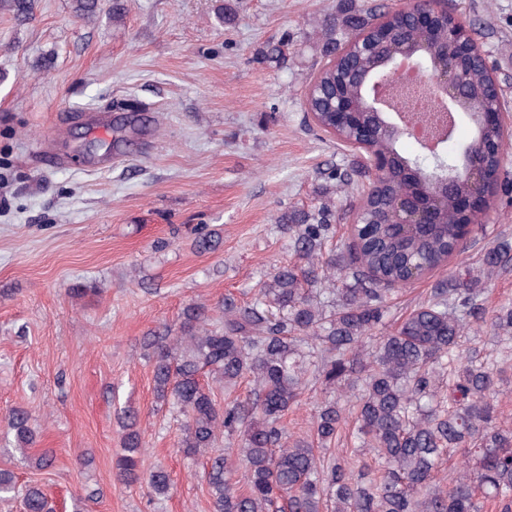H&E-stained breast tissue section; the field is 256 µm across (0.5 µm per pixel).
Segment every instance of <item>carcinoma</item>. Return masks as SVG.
<instances>
[{
    "instance_id": "carcinoma-1",
    "label": "carcinoma",
    "mask_w": 512,
    "mask_h": 512,
    "mask_svg": "<svg viewBox=\"0 0 512 512\" xmlns=\"http://www.w3.org/2000/svg\"><path fill=\"white\" fill-rule=\"evenodd\" d=\"M380 16L368 7L342 26L374 36ZM335 28L325 32L322 51L335 65L321 67L314 79L331 96L359 97L364 89L356 74L371 59L344 54L332 41ZM426 39L408 20H396L385 34L384 50L398 52ZM455 51L470 75V97L486 96L492 76L485 57L448 47ZM371 150L392 154V166L364 202V223L350 225L349 246H329L336 236L329 205L299 215L278 225L295 262L276 268L249 302L226 297L215 310L190 304L176 335L144 341L157 400L185 417L181 448L189 457L209 455L212 512H279L282 501L288 512H485L488 504L512 512V428L497 422L496 404L507 359L460 344L466 330L482 323L512 350V306L488 311L481 290L460 274L439 282L375 347L367 345L384 323V293L407 285L411 267L433 273L465 252L454 197L469 184L428 195L441 220L435 231L417 227L403 234L386 220L397 199L426 179L433 161L406 153L401 141L389 138L374 140ZM511 154L507 141L502 158L489 159L499 181ZM372 218L378 223H367ZM509 260L507 240L484 256L489 268ZM338 274L351 277L356 287H336ZM309 374L318 377L324 394L312 422L320 448L336 445L346 423L336 393H348L356 399L360 448L374 464L357 452L327 460L308 439L288 433L283 419L298 404ZM244 379L251 383L245 399L216 402L212 384L222 383L230 393ZM7 426L18 446L33 441L29 411L13 409ZM124 431L115 477L132 484L140 479L146 441L130 409L124 411ZM234 433L241 435V447H224V435ZM451 452L461 454L462 467L445 480L439 467ZM239 471L240 483L233 480ZM148 483L157 496L171 489L161 467L150 472ZM16 485L13 472L0 470V499L15 494ZM21 509L53 512L36 485L25 486Z\"/></svg>"
}]
</instances>
